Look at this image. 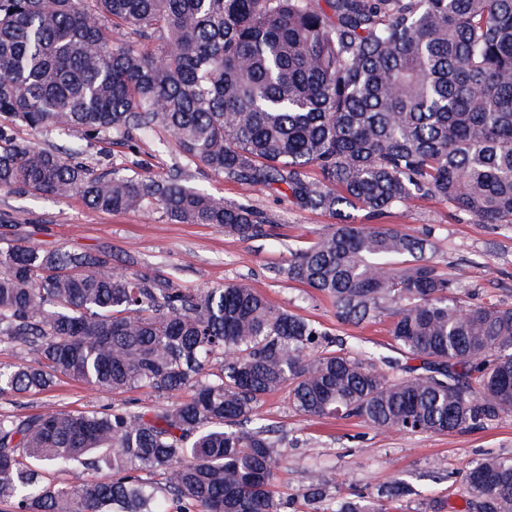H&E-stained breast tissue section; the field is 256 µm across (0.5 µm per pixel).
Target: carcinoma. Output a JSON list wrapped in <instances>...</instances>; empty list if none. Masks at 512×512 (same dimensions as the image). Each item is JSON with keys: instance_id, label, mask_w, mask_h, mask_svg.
Instances as JSON below:
<instances>
[{"instance_id": "obj_1", "label": "carcinoma", "mask_w": 512, "mask_h": 512, "mask_svg": "<svg viewBox=\"0 0 512 512\" xmlns=\"http://www.w3.org/2000/svg\"><path fill=\"white\" fill-rule=\"evenodd\" d=\"M65 129L131 149L161 129L195 163L283 186L303 210L375 219L426 197L511 227L512 0H0V190L76 194L106 214L153 205L176 223L264 237L270 221L249 204L177 174L97 172L83 148L44 142ZM433 249L428 236L338 224L285 269L342 324L391 318L402 363L345 348L245 283L175 288L105 250L1 245L0 342L20 355L0 365V395L67 377L192 396L0 415V502L287 512L272 486L288 443L257 417L278 391L302 414L401 433L479 429L511 413L512 306L469 301ZM50 467L110 475L61 485L44 479ZM464 479L465 512H512V457L488 455ZM330 489L311 475V512H381L378 500L414 494L396 482L332 507Z\"/></svg>"}]
</instances>
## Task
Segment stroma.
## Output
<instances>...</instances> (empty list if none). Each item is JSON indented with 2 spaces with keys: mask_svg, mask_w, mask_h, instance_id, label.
Segmentation results:
<instances>
[{
  "mask_svg": "<svg viewBox=\"0 0 512 512\" xmlns=\"http://www.w3.org/2000/svg\"><path fill=\"white\" fill-rule=\"evenodd\" d=\"M103 153L109 155L113 168L124 173L161 178L180 169L188 186L263 211L270 220L268 234L242 240L213 225L172 222L151 207L110 215L89 210L76 195L0 191V237L8 243L42 247L104 249L126 269L168 278L177 288L243 281L273 306L316 321L331 335L345 337L349 346L391 355L389 318L362 327L340 324L326 297L285 274L292 253L328 232L337 224V216L299 209L285 190L252 188L189 162L160 131L141 138L133 149L95 144L88 159L97 161ZM380 222L410 235H431L435 261L475 300L494 297L512 305V228L477 223L448 203L426 198L391 210ZM157 403L155 394L143 387L115 393L64 378L46 392L0 396V414ZM258 412L264 423L294 442L274 481L276 496L288 500L293 512H310L303 493L313 471L337 482L338 498L372 493L397 479L416 488V495L386 503V512H418L421 504L433 500L459 507L469 462L488 454L512 456V414L481 429L411 435L376 430L356 418L300 414L282 391L265 396Z\"/></svg>",
  "mask_w": 512,
  "mask_h": 512,
  "instance_id": "35a3bbf8",
  "label": "stroma"
}]
</instances>
